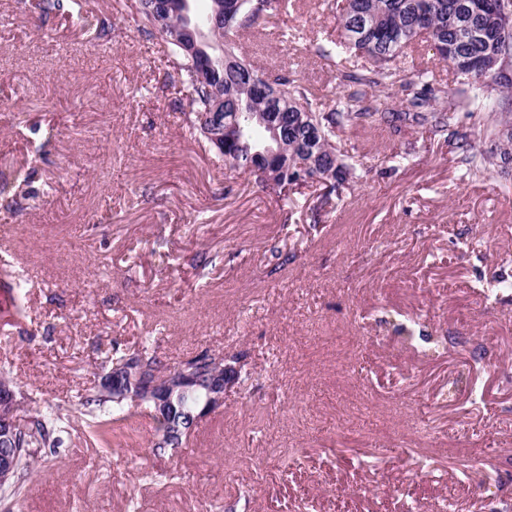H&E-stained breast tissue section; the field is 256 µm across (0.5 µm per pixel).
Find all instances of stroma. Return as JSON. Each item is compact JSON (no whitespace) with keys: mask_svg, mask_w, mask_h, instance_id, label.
Here are the masks:
<instances>
[{"mask_svg":"<svg viewBox=\"0 0 512 512\" xmlns=\"http://www.w3.org/2000/svg\"><path fill=\"white\" fill-rule=\"evenodd\" d=\"M0 0V243L25 318L0 317L22 415L70 436L0 512H512V163L471 180L444 138L383 123L341 134L349 185L279 197L225 169L137 0L40 15ZM336 0H290L245 52L342 100ZM410 78L460 81L426 44ZM167 365L237 357L239 381L186 443L153 422L109 448L84 390L112 348Z\"/></svg>","mask_w":512,"mask_h":512,"instance_id":"35a3bbf8","label":"stroma"}]
</instances>
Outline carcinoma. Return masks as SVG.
<instances>
[{"label":"carcinoma","mask_w":512,"mask_h":512,"mask_svg":"<svg viewBox=\"0 0 512 512\" xmlns=\"http://www.w3.org/2000/svg\"><path fill=\"white\" fill-rule=\"evenodd\" d=\"M235 9L224 5L219 36L224 50L201 44L211 56L210 68L200 57L182 46L177 17L160 22L153 15L152 0H139L140 31L158 36L165 45L178 83L188 93V122L203 134V118L214 110L217 91L224 93L223 137L208 141L224 158V166L257 175L272 190L288 195L310 183L342 185L353 178V170L336 146L338 134L375 120L378 108L368 102L367 90L390 92L409 88L404 70L398 65L403 50L414 44L420 31L439 57L448 62L466 88L445 96L444 105L434 107L437 98L428 91H416L392 116L437 136L450 133L466 155L470 178L485 177L495 160L512 161V113L491 105L493 96L512 94V0H343L339 15V39L317 48L318 55L331 64L343 54L366 58L370 66L355 72H340L348 88L345 101L326 109L321 98L302 82L289 76L273 80L248 60L238 42L239 34L258 22L270 23L287 11L286 0H235ZM44 14H64L72 9L67 0H41ZM476 108L487 113L479 130L455 129L457 111ZM253 112L273 116L282 145L280 155L262 156L273 144L269 131L247 119ZM481 138L490 148L472 151V141ZM9 304L0 308L5 317L22 315L23 285L6 283ZM162 372L168 369L148 348L115 350L102 364V375L129 382L126 368ZM203 394L200 389L176 393L167 423L156 422L152 440L157 454L181 446L201 418ZM87 409L89 438L102 447L112 439L129 437L135 413L127 401L113 399L95 384L82 396ZM69 436L64 414L57 408L29 419L11 446L18 449L17 475L0 484V494L17 498L27 481L36 475L39 455L54 453Z\"/></svg>","instance_id":"obj_1"}]
</instances>
